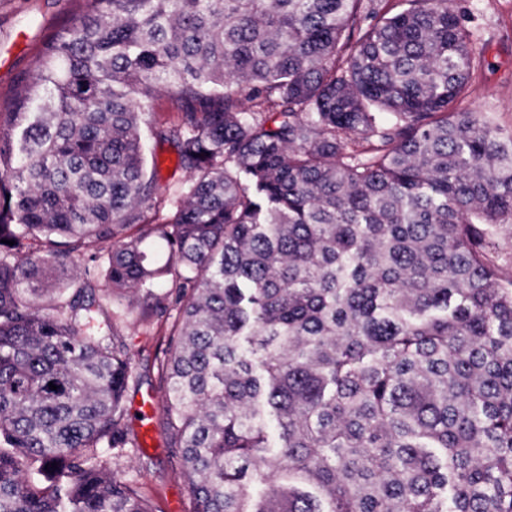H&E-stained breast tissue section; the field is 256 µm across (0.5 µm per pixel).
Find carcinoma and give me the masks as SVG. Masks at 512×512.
<instances>
[{"label": "carcinoma", "instance_id": "cac0c4a2", "mask_svg": "<svg viewBox=\"0 0 512 512\" xmlns=\"http://www.w3.org/2000/svg\"><path fill=\"white\" fill-rule=\"evenodd\" d=\"M79 2L0 103V512H153L126 289L179 304L194 512H512V130L455 0ZM177 117V106L169 97L159 94L152 103L151 122L154 125L167 124ZM156 151L160 162L156 191L166 194L177 181L183 179V174L180 171L175 172V154L167 145L158 147ZM494 242L491 255L505 274L512 272V225L501 227L494 236Z\"/></svg>", "mask_w": 512, "mask_h": 512}]
</instances>
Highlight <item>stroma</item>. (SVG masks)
Segmentation results:
<instances>
[{
	"label": "stroma",
	"instance_id": "1",
	"mask_svg": "<svg viewBox=\"0 0 512 512\" xmlns=\"http://www.w3.org/2000/svg\"><path fill=\"white\" fill-rule=\"evenodd\" d=\"M465 24L474 33L475 61L470 82L473 96L461 106L487 113L501 128L512 129V0H457ZM76 11L74 0H0V100L10 98L40 47L42 35ZM178 316L175 303L148 325H132L123 339L131 357L134 380L125 394L135 406L141 394L157 382L156 355ZM166 415L157 410L152 419L156 446L130 453L125 475L148 494L154 512H193L194 499L178 457L162 445Z\"/></svg>",
	"mask_w": 512,
	"mask_h": 512
}]
</instances>
